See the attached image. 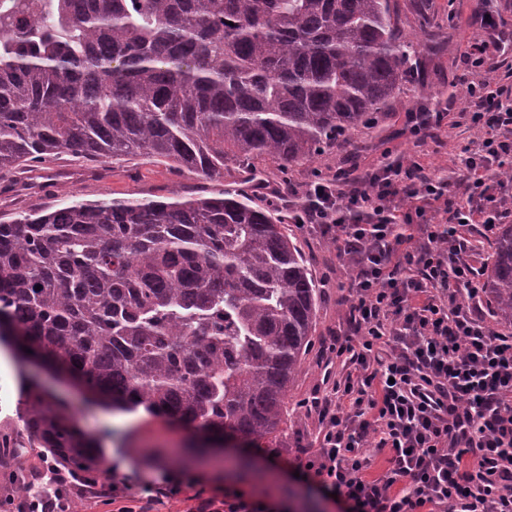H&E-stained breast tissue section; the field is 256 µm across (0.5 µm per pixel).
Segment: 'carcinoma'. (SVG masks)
Wrapping results in <instances>:
<instances>
[{"label":"carcinoma","mask_w":512,"mask_h":512,"mask_svg":"<svg viewBox=\"0 0 512 512\" xmlns=\"http://www.w3.org/2000/svg\"><path fill=\"white\" fill-rule=\"evenodd\" d=\"M413 46L392 0H0V172L59 153L209 179L255 156L303 163L390 108ZM285 221L223 192L1 216L0 344L116 410L270 438L317 304ZM482 275L512 328V226ZM20 391L0 449L109 481L75 413Z\"/></svg>","instance_id":"cac0c4a2"}]
</instances>
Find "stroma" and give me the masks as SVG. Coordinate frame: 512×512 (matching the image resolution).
<instances>
[{"label":"stroma","instance_id":"1","mask_svg":"<svg viewBox=\"0 0 512 512\" xmlns=\"http://www.w3.org/2000/svg\"><path fill=\"white\" fill-rule=\"evenodd\" d=\"M399 25L408 35L429 32L440 50L419 49L413 56V71L388 112L374 125L352 129L346 140L337 141L312 161L285 169L268 157L252 159L253 168L266 171L263 186L249 181L246 172L234 170L224 177L205 180L178 172L171 165L144 157L118 161L84 162L68 154L46 161L42 168L18 173L13 183L0 180V214L10 215L58 203L70 196L85 199L141 196L169 197L207 189L213 192L244 193L268 200L286 201L289 208L302 203V191L316 176H333L351 166L377 167L387 158H418L426 167L439 170L449 186L467 178L468 157L480 150L481 131L460 118L462 96L471 75L461 54L470 41L475 17L492 10L504 25L512 28V0H396ZM449 111L457 115V125L431 130L426 139L413 133L419 112ZM288 230L305 253L320 291L313 345L301 366L286 399V421L276 437L262 441L259 450L249 452L250 467L239 470L224 465V449L214 448L202 460L186 464L183 449L202 444L201 436L180 425L125 413L90 402L73 385L52 372L29 366L19 369L9 357L0 354V429L16 425L19 399L17 376L33 377L46 398L55 404L75 408L81 429L106 451L107 464L124 478L131 494H139L142 481L158 471L175 470L201 479L208 489L223 492L234 486L264 496H280L283 489L295 491L290 512L309 507L311 512H338L333 501H326L293 478L296 450L313 438L316 423L301 406L302 400L320 385L321 357L333 336L346 332L345 313L353 295L340 244L320 240L299 225Z\"/></svg>","mask_w":512,"mask_h":512}]
</instances>
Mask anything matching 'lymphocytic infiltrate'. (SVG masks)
<instances>
[{"mask_svg":"<svg viewBox=\"0 0 512 512\" xmlns=\"http://www.w3.org/2000/svg\"><path fill=\"white\" fill-rule=\"evenodd\" d=\"M464 62L477 74L467 109L486 136L468 164L465 204L416 160L345 180L311 183L290 219L339 242L355 301L347 334L327 351L340 367L303 400L318 422L314 443L296 451L299 479L336 495L347 512H512V331L493 329L483 310L469 230L512 219V84L486 68L487 53L512 51V30L481 19ZM387 453L370 475L369 449ZM42 500L9 501L11 512H57L59 470L37 476ZM116 477L101 502L117 512H153L187 496L188 512H287L288 502L228 487L210 495L196 479L165 472L126 499Z\"/></svg>","mask_w":512,"mask_h":512,"instance_id":"lymphocytic-infiltrate-1","label":"lymphocytic infiltrate"}]
</instances>
